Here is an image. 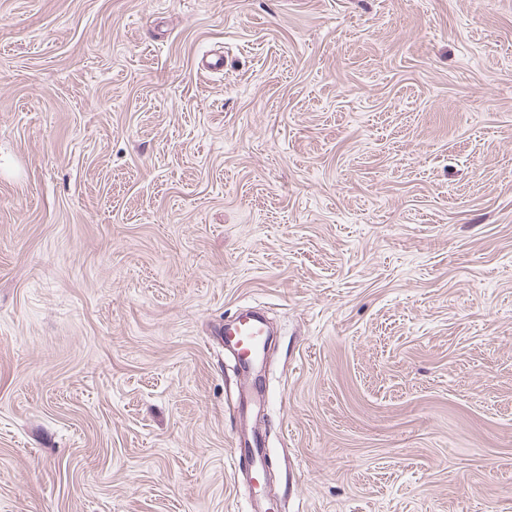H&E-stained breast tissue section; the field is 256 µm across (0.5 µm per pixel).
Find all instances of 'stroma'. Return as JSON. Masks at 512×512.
Wrapping results in <instances>:
<instances>
[{
  "label": "stroma",
  "mask_w": 512,
  "mask_h": 512,
  "mask_svg": "<svg viewBox=\"0 0 512 512\" xmlns=\"http://www.w3.org/2000/svg\"><path fill=\"white\" fill-rule=\"evenodd\" d=\"M256 432L277 512H512V0H0V512H250ZM265 336L264 324L252 314L251 308L242 309L224 323V348L238 356L244 368L255 363L265 345ZM240 445L242 446V442L237 444L232 458L235 473L243 476L253 488L255 480L260 479L266 469L264 448L260 447L261 438L259 435L254 434L251 439L244 441V448H240Z\"/></svg>",
  "instance_id": "stroma-1"
}]
</instances>
